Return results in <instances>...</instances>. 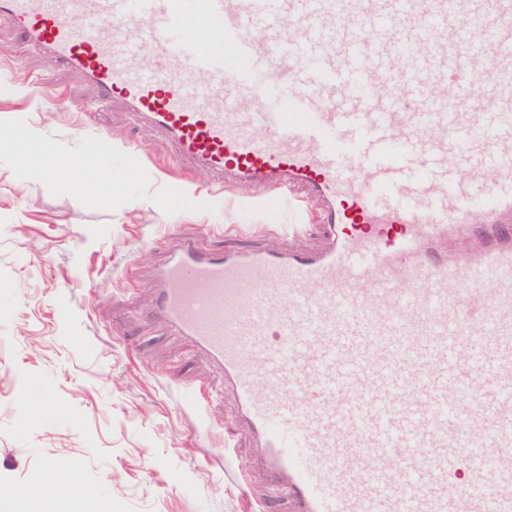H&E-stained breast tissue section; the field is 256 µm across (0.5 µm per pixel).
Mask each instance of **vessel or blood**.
Here are the masks:
<instances>
[{"label": "vessel or blood", "instance_id": "obj_1", "mask_svg": "<svg viewBox=\"0 0 512 512\" xmlns=\"http://www.w3.org/2000/svg\"><path fill=\"white\" fill-rule=\"evenodd\" d=\"M459 13L495 19L481 49ZM1 18L177 162L316 203L318 252L181 238L151 312L221 370L293 512H512V0H0ZM473 222L489 246L448 261Z\"/></svg>", "mask_w": 512, "mask_h": 512}]
</instances>
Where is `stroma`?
Returning <instances> with one entry per match:
<instances>
[{
    "label": "stroma",
    "instance_id": "obj_1",
    "mask_svg": "<svg viewBox=\"0 0 512 512\" xmlns=\"http://www.w3.org/2000/svg\"><path fill=\"white\" fill-rule=\"evenodd\" d=\"M97 99L0 23V136L21 122L59 156L79 159L102 136L138 156L105 201L89 174L55 185L0 150V512H46L58 464L75 468L71 493L90 512H290L223 373L148 311L174 238L210 250L327 240L306 203L268 222L266 186L227 189L178 165L124 103Z\"/></svg>",
    "mask_w": 512,
    "mask_h": 512
}]
</instances>
